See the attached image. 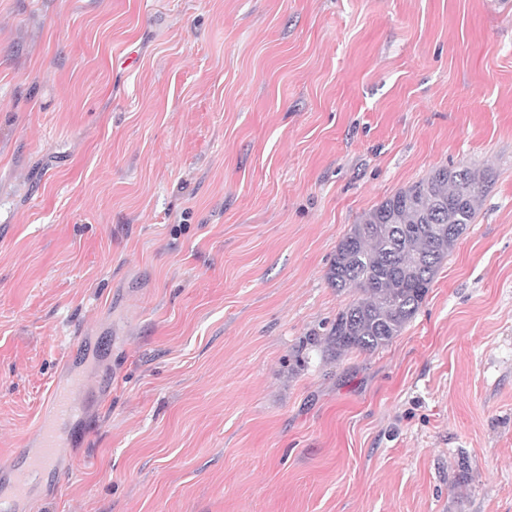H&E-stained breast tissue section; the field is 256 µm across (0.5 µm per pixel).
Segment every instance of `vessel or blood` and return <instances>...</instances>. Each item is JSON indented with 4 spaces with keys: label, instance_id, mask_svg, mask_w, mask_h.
<instances>
[{
    "label": "vessel or blood",
    "instance_id": "obj_1",
    "mask_svg": "<svg viewBox=\"0 0 512 512\" xmlns=\"http://www.w3.org/2000/svg\"><path fill=\"white\" fill-rule=\"evenodd\" d=\"M73 389L70 383L53 386L54 419L40 424L38 447L34 453L20 452L0 460V478L7 481L6 486L0 487V512H12L13 502L26 499L40 481L54 472L64 451L60 428L75 414L71 397Z\"/></svg>",
    "mask_w": 512,
    "mask_h": 512
}]
</instances>
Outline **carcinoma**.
<instances>
[{
  "label": "carcinoma",
  "mask_w": 512,
  "mask_h": 512,
  "mask_svg": "<svg viewBox=\"0 0 512 512\" xmlns=\"http://www.w3.org/2000/svg\"><path fill=\"white\" fill-rule=\"evenodd\" d=\"M480 179L435 170L386 198L336 246L327 278L358 293L327 331L331 356L384 348L415 316L443 261L473 223Z\"/></svg>",
  "instance_id": "cac0c4a2"
}]
</instances>
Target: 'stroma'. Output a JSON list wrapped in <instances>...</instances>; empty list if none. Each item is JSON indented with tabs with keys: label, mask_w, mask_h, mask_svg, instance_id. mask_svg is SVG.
Segmentation results:
<instances>
[{
	"label": "stroma",
	"mask_w": 512,
	"mask_h": 512,
	"mask_svg": "<svg viewBox=\"0 0 512 512\" xmlns=\"http://www.w3.org/2000/svg\"><path fill=\"white\" fill-rule=\"evenodd\" d=\"M442 167L474 223L333 359L337 244ZM75 371L19 512H512V0H0V458Z\"/></svg>",
	"instance_id": "1"
}]
</instances>
